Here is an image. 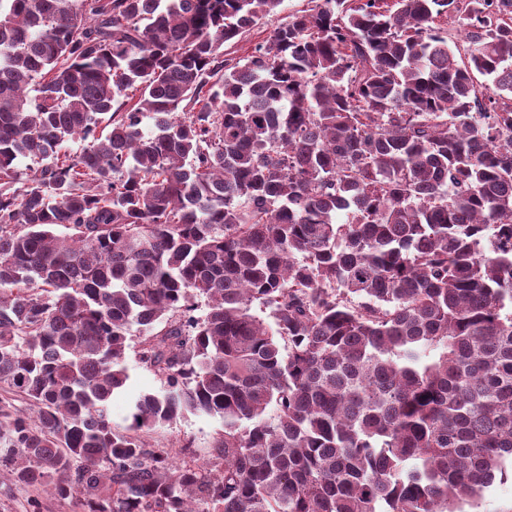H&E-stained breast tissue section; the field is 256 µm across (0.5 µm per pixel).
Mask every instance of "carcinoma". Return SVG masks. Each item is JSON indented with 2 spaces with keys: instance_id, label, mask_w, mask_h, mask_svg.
<instances>
[{
  "instance_id": "obj_1",
  "label": "carcinoma",
  "mask_w": 512,
  "mask_h": 512,
  "mask_svg": "<svg viewBox=\"0 0 512 512\" xmlns=\"http://www.w3.org/2000/svg\"><path fill=\"white\" fill-rule=\"evenodd\" d=\"M282 2L0 0L14 483L84 512H462L512 461V0H305L224 54ZM135 331L163 390L120 430ZM187 413L224 425L205 464L148 442ZM304 4L303 0H284L278 15L262 19L246 38L234 45H224V51L230 53L229 57L246 56L256 43L266 39L278 24L284 22L289 13L302 9Z\"/></svg>"
}]
</instances>
